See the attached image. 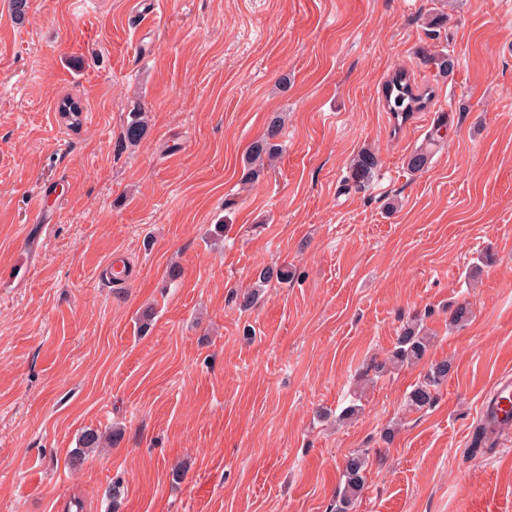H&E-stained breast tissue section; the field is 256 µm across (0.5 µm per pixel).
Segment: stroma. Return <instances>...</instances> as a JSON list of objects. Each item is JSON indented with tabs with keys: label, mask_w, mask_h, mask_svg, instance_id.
Wrapping results in <instances>:
<instances>
[{
	"label": "stroma",
	"mask_w": 512,
	"mask_h": 512,
	"mask_svg": "<svg viewBox=\"0 0 512 512\" xmlns=\"http://www.w3.org/2000/svg\"><path fill=\"white\" fill-rule=\"evenodd\" d=\"M400 69L434 97L398 124ZM415 320L424 362L374 373ZM510 372L512 0H28L21 23L0 0V512H334L361 452L354 512H512V437L477 439ZM89 428L110 445L72 468ZM282 122L279 117H274L267 126L263 136L255 141L244 161V167L240 178L241 184L246 187L252 185L263 175L268 165L277 159L282 151L278 139L282 132ZM379 159L371 149L359 151L352 166V178L355 179L357 187L368 183L378 168ZM453 364L448 359L431 362L422 380L414 386L407 396L410 408L430 407L437 399L438 389L448 381ZM367 458L363 453L350 455L344 464V487L339 491L336 512H350L363 493L366 483Z\"/></svg>",
	"instance_id": "stroma-1"
}]
</instances>
